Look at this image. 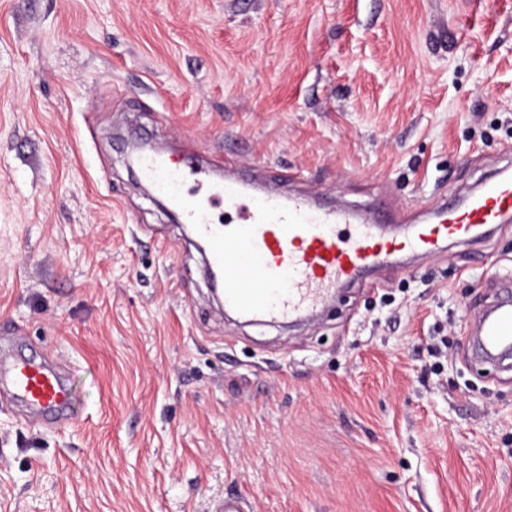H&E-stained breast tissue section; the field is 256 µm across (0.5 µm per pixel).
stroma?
<instances>
[{"label":"stroma","mask_w":512,"mask_h":512,"mask_svg":"<svg viewBox=\"0 0 512 512\" xmlns=\"http://www.w3.org/2000/svg\"><path fill=\"white\" fill-rule=\"evenodd\" d=\"M142 135L205 203L232 151L420 216L504 164L512 0H0V320L73 399L53 428L0 405V512H512V369L462 338L512 223L246 324L129 171Z\"/></svg>","instance_id":"1"}]
</instances>
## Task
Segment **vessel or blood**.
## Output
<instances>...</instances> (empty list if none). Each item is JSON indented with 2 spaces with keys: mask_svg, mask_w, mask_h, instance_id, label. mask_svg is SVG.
I'll list each match as a JSON object with an SVG mask.
<instances>
[{
  "mask_svg": "<svg viewBox=\"0 0 512 512\" xmlns=\"http://www.w3.org/2000/svg\"><path fill=\"white\" fill-rule=\"evenodd\" d=\"M140 170L206 245L225 310L249 322L304 321L322 312L341 288L373 278L391 261L439 254L449 243L477 240L490 226L512 220L507 171L461 202L439 201L407 222L375 210L354 212L283 197L256 184L228 155L219 201L238 218L218 224L209 206L185 194L189 168L147 156ZM466 335L489 363L512 350V288L502 287L499 301L475 318ZM65 373V364L54 356L20 352L1 358L0 398L41 425H60L70 410Z\"/></svg>",
  "mask_w": 512,
  "mask_h": 512,
  "instance_id": "obj_1",
  "label": "vessel or blood"
}]
</instances>
